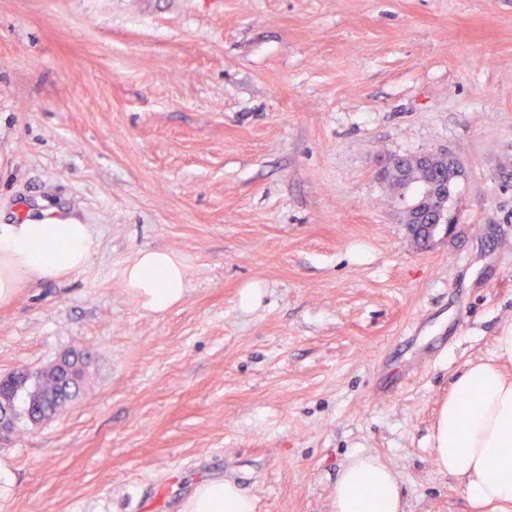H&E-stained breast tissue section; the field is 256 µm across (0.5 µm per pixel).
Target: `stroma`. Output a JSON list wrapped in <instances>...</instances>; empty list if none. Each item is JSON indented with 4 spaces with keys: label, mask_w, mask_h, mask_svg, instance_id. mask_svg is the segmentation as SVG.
Returning <instances> with one entry per match:
<instances>
[{
    "label": "stroma",
    "mask_w": 512,
    "mask_h": 512,
    "mask_svg": "<svg viewBox=\"0 0 512 512\" xmlns=\"http://www.w3.org/2000/svg\"><path fill=\"white\" fill-rule=\"evenodd\" d=\"M444 152L422 250L376 171ZM22 201L99 248L0 304V376L86 356L0 445V512H180L215 478L331 512L357 451L406 512H477L431 431L512 324V0H0V221ZM146 248L187 262L161 315L121 278Z\"/></svg>",
    "instance_id": "35a3bbf8"
}]
</instances>
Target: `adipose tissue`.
I'll list each match as a JSON object with an SVG mask.
<instances>
[{
    "label": "adipose tissue",
    "mask_w": 512,
    "mask_h": 512,
    "mask_svg": "<svg viewBox=\"0 0 512 512\" xmlns=\"http://www.w3.org/2000/svg\"><path fill=\"white\" fill-rule=\"evenodd\" d=\"M98 247L88 225L26 220L0 224V303L34 280H55L84 269ZM123 284L143 309L163 314L187 289L186 260L163 249L141 250L123 269ZM512 326L494 341L490 360L469 362L439 404L431 435L439 470L457 479L472 506L487 512L512 507ZM333 512H403L402 491L379 458L354 453L339 473ZM183 512H253L235 483L199 484Z\"/></svg>",
    "instance_id": "obj_1"
}]
</instances>
